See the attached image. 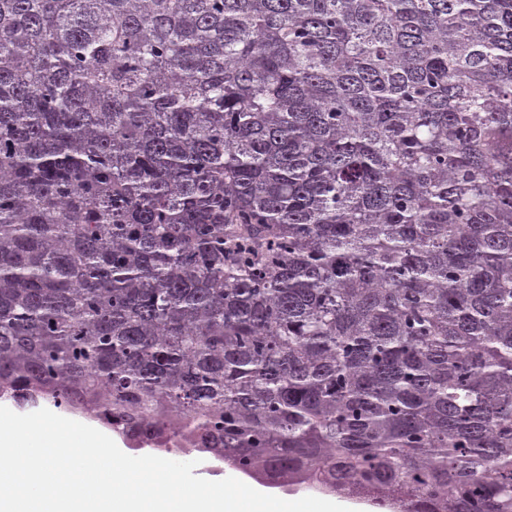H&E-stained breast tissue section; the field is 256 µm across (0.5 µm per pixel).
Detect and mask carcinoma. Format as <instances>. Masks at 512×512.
Listing matches in <instances>:
<instances>
[{
  "mask_svg": "<svg viewBox=\"0 0 512 512\" xmlns=\"http://www.w3.org/2000/svg\"><path fill=\"white\" fill-rule=\"evenodd\" d=\"M1 392L512 512V0H0Z\"/></svg>",
  "mask_w": 512,
  "mask_h": 512,
  "instance_id": "cac0c4a2",
  "label": "carcinoma"
}]
</instances>
